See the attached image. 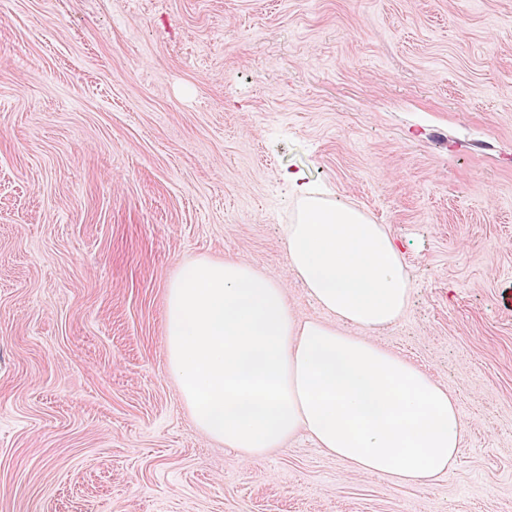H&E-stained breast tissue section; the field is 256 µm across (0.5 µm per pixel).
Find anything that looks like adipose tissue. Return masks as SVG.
I'll return each mask as SVG.
<instances>
[{
    "mask_svg": "<svg viewBox=\"0 0 512 512\" xmlns=\"http://www.w3.org/2000/svg\"><path fill=\"white\" fill-rule=\"evenodd\" d=\"M288 183L290 271L329 320L302 319L282 284L245 262L183 265L165 295L168 367L196 427L253 457L308 436L328 455L398 486L426 488L464 427L448 390L378 345L412 280L386 225Z\"/></svg>",
    "mask_w": 512,
    "mask_h": 512,
    "instance_id": "adipose-tissue-1",
    "label": "adipose tissue"
}]
</instances>
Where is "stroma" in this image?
I'll use <instances>...</instances> for the list:
<instances>
[{"label": "stroma", "instance_id": "1", "mask_svg": "<svg viewBox=\"0 0 512 512\" xmlns=\"http://www.w3.org/2000/svg\"><path fill=\"white\" fill-rule=\"evenodd\" d=\"M299 173L399 241L376 341L454 396L413 489L195 426L166 288L287 268ZM0 512H512V0H0Z\"/></svg>", "mask_w": 512, "mask_h": 512}]
</instances>
